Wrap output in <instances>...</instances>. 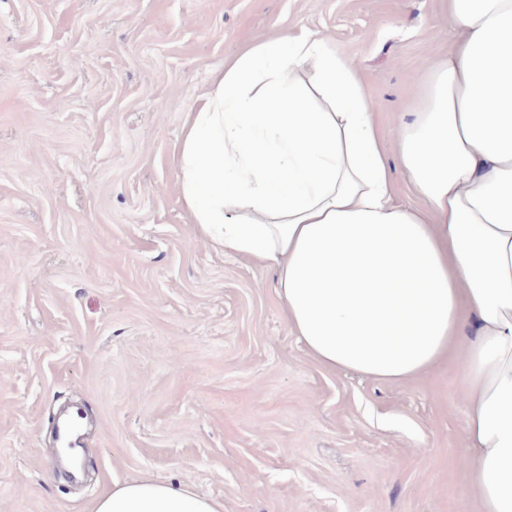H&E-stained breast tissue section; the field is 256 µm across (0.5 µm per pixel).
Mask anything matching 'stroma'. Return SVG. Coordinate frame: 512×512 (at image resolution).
I'll return each instance as SVG.
<instances>
[{
  "label": "stroma",
  "mask_w": 512,
  "mask_h": 512,
  "mask_svg": "<svg viewBox=\"0 0 512 512\" xmlns=\"http://www.w3.org/2000/svg\"><path fill=\"white\" fill-rule=\"evenodd\" d=\"M286 31L353 63L388 139L456 38L442 0H0V512H93L146 473L224 512H474L457 360L323 368L273 271L188 222L187 112ZM67 407L90 424L79 485L52 442Z\"/></svg>",
  "instance_id": "35a3bbf8"
}]
</instances>
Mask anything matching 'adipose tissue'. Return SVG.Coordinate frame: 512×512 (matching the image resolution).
Listing matches in <instances>:
<instances>
[{
  "label": "adipose tissue",
  "mask_w": 512,
  "mask_h": 512,
  "mask_svg": "<svg viewBox=\"0 0 512 512\" xmlns=\"http://www.w3.org/2000/svg\"><path fill=\"white\" fill-rule=\"evenodd\" d=\"M457 38L386 144L357 70L313 34L259 42L182 129L192 224L274 269L320 365L404 382L452 350L466 493L512 512V0H443ZM418 206L399 203L391 163ZM93 512H224L185 483L116 482Z\"/></svg>",
  "instance_id": "ef3b65f1"
}]
</instances>
